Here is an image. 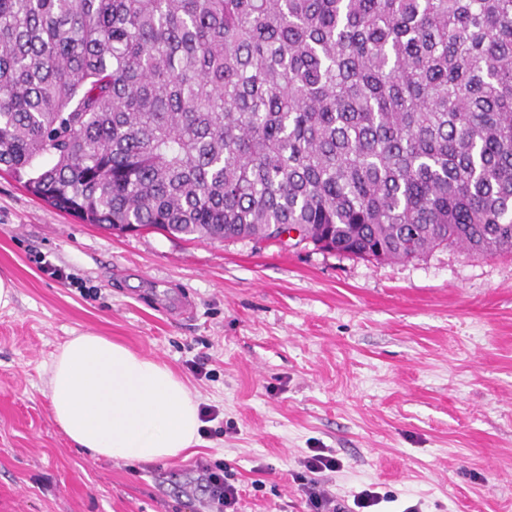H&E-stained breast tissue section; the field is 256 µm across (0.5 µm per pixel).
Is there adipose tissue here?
Segmentation results:
<instances>
[{"label":"adipose tissue","instance_id":"adipose-tissue-1","mask_svg":"<svg viewBox=\"0 0 512 512\" xmlns=\"http://www.w3.org/2000/svg\"><path fill=\"white\" fill-rule=\"evenodd\" d=\"M49 372L55 422L94 454L151 462L200 438L196 397L161 361L87 332L59 348Z\"/></svg>","mask_w":512,"mask_h":512}]
</instances>
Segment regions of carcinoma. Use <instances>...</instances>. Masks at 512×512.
<instances>
[{
    "mask_svg": "<svg viewBox=\"0 0 512 512\" xmlns=\"http://www.w3.org/2000/svg\"><path fill=\"white\" fill-rule=\"evenodd\" d=\"M0 170L112 230L512 255V0H0Z\"/></svg>",
    "mask_w": 512,
    "mask_h": 512,
    "instance_id": "1",
    "label": "carcinoma"
}]
</instances>
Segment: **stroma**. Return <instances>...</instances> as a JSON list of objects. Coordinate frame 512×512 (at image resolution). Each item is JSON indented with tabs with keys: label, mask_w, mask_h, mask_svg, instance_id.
Wrapping results in <instances>:
<instances>
[{
	"label": "stroma",
	"mask_w": 512,
	"mask_h": 512,
	"mask_svg": "<svg viewBox=\"0 0 512 512\" xmlns=\"http://www.w3.org/2000/svg\"><path fill=\"white\" fill-rule=\"evenodd\" d=\"M76 283L48 278L39 262ZM0 512H208L204 461L238 512H309L311 449L368 512H512V256L367 261L251 239L118 233L0 173ZM91 331L157 359L214 412L180 455L115 461L51 414V359ZM311 452L315 454L305 457L302 464L313 475L336 471L335 469L340 465L332 449L314 448L311 449Z\"/></svg>",
	"instance_id": "obj_1"
}]
</instances>
